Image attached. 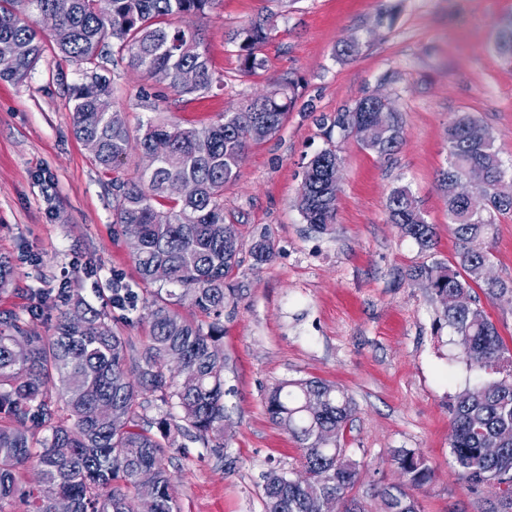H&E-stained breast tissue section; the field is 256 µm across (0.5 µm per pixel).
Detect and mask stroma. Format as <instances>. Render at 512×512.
Masks as SVG:
<instances>
[{
  "label": "stroma",
  "instance_id": "stroma-1",
  "mask_svg": "<svg viewBox=\"0 0 512 512\" xmlns=\"http://www.w3.org/2000/svg\"><path fill=\"white\" fill-rule=\"evenodd\" d=\"M393 11L392 23H380ZM275 28L262 47L263 70L251 77L228 34L260 15ZM512 19V0H218L204 16L180 23L199 31L222 84L186 100L167 81L129 69L118 57L105 67L130 128L155 117L201 128L276 84L295 83L296 100L273 136L245 152L238 180L224 189V214L244 243L267 234L275 249L255 265L240 254L242 298L224 310L226 458L184 437L166 449L170 492L179 512H263L262 483L272 469L302 474L295 439L269 417L265 395L285 380L335 383L354 408L342 444L360 464L353 489L365 512H384L381 492L404 484L391 463L396 448L419 451L435 477L416 491L420 512H485L450 457L448 404L484 379L458 338L439 325L441 306L414 267L456 263L448 209L436 188L447 165L445 131L457 114L473 115L512 174V59L495 47V26ZM356 40L358 56L336 48ZM78 65L46 47L28 78L0 80V254L14 277L0 290V313L45 316L32 334L49 336L64 295L106 310L133 353L148 340L146 322H128L112 291L143 305L149 284L128 240L112 221V185L72 127L70 88ZM377 93L398 109L404 141L392 159L354 138L325 137L331 116ZM342 158L336 222L306 224L298 205L306 163L327 145ZM409 186L437 244L422 251L389 221L390 191ZM487 278L512 282V216L500 218Z\"/></svg>",
  "mask_w": 512,
  "mask_h": 512
}]
</instances>
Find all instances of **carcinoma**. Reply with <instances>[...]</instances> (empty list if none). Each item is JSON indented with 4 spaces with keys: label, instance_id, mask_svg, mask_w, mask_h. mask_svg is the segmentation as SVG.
I'll return each instance as SVG.
<instances>
[{
    "label": "carcinoma",
    "instance_id": "obj_1",
    "mask_svg": "<svg viewBox=\"0 0 512 512\" xmlns=\"http://www.w3.org/2000/svg\"><path fill=\"white\" fill-rule=\"evenodd\" d=\"M218 0H0V79L24 81L44 52L37 30L43 12L58 16L51 38L56 50L79 63L82 80L72 87V124L81 141L97 143L94 164L112 175V218L130 232V248L143 281L155 282L153 269L163 266L168 278L146 299L137 319L149 324V340L128 376L130 344L112 326L108 314L81 299L68 300L53 325V336H34L30 321L42 310L0 316V503L16 493L30 512H53L66 498L72 512H138L144 498L154 512H177L169 494L171 474L164 449L190 435L215 452L224 443V370L220 341L224 307L241 297L245 285L234 279L242 242L237 226L225 222L224 187L237 181L245 151L282 127L295 99L292 85H279L201 129L149 118L131 137L126 113L113 101L110 80L102 74L103 48L110 44L128 67L153 77L168 75L177 94L198 96L216 80L199 30L175 26L171 19L203 16ZM273 31L271 17L259 16L228 35L238 48L241 72L248 77L264 68L259 56ZM496 49L512 55V20L499 28ZM196 70V84L185 86L180 73ZM380 103L365 95L336 113L326 134L338 129L366 150L389 159L403 143L398 113L385 135L374 132L368 118ZM169 150L151 171L136 180L123 176L131 151L150 152L159 139ZM448 162L437 189L448 207L460 270L434 263L411 270L426 280L442 306L443 319L459 338L469 365L495 378L457 393L450 401L451 461L471 494L484 499L487 512H512V349L482 306L472 285L484 283L492 301L512 305V282L485 278L491 261L490 240L499 217L512 215V175L507 174L487 132L463 113L448 124ZM341 160L336 146L317 153L306 166L300 191L309 198L306 223L325 231L336 221V187L327 167ZM470 177L484 191L485 210L469 213L455 194V184ZM170 182L186 192L172 197ZM391 223L423 251L436 245L411 190L392 189L387 198ZM257 265L274 257L271 239L262 235L250 247ZM187 306L195 317L183 316ZM177 363L166 374L163 361ZM194 380L186 388L176 381ZM165 414L140 425L151 407ZM271 420L288 431L309 474L296 483L292 473L270 470L263 476L264 512H364L350 496L359 463L346 455L341 436L353 415L349 399L321 379L287 380L266 399ZM115 410L124 419L113 423L99 416ZM157 432H152V429ZM393 465L406 485L383 489L387 512H418L410 494L431 484L432 468L413 449L398 448ZM37 470L35 485L18 488L20 470ZM153 472L149 484L142 471Z\"/></svg>",
    "mask_w": 512,
    "mask_h": 512
}]
</instances>
